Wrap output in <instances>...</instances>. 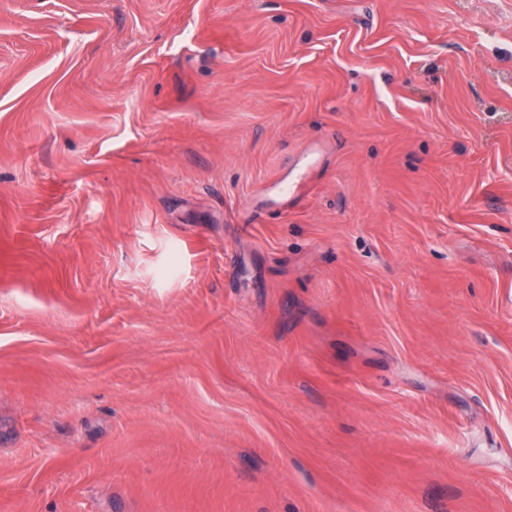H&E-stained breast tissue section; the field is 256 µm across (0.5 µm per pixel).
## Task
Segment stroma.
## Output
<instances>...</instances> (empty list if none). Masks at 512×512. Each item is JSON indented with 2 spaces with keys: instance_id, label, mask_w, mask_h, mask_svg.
I'll use <instances>...</instances> for the list:
<instances>
[{
  "instance_id": "stroma-1",
  "label": "stroma",
  "mask_w": 512,
  "mask_h": 512,
  "mask_svg": "<svg viewBox=\"0 0 512 512\" xmlns=\"http://www.w3.org/2000/svg\"><path fill=\"white\" fill-rule=\"evenodd\" d=\"M0 512H512V0H0Z\"/></svg>"
}]
</instances>
